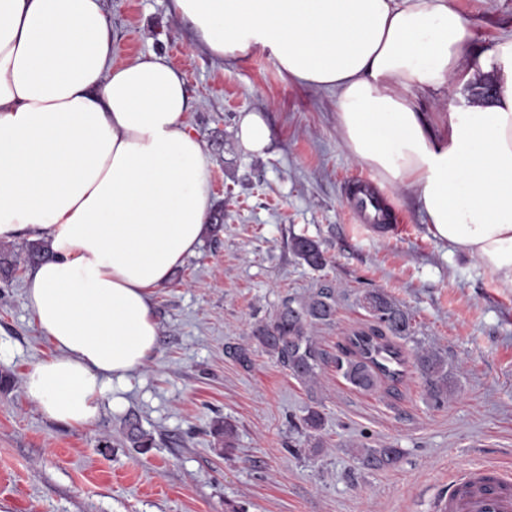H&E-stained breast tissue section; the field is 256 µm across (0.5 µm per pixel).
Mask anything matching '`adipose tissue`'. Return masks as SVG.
Returning a JSON list of instances; mask_svg holds the SVG:
<instances>
[{
	"label": "adipose tissue",
	"mask_w": 512,
	"mask_h": 512,
	"mask_svg": "<svg viewBox=\"0 0 512 512\" xmlns=\"http://www.w3.org/2000/svg\"><path fill=\"white\" fill-rule=\"evenodd\" d=\"M170 9L217 58L262 54L292 84L335 91L349 157L512 288V38L469 56L475 32L453 0ZM187 111L164 57L113 65L101 0H0V239L53 255L29 273L26 300L57 353L25 380L52 420L92 426L114 382L150 359L153 292L211 231L209 157ZM271 136L263 113H241L243 153L264 154Z\"/></svg>",
	"instance_id": "obj_1"
}]
</instances>
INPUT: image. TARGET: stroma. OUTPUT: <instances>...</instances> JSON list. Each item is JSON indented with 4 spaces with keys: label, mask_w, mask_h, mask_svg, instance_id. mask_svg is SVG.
<instances>
[{
    "label": "stroma",
    "mask_w": 512,
    "mask_h": 512,
    "mask_svg": "<svg viewBox=\"0 0 512 512\" xmlns=\"http://www.w3.org/2000/svg\"><path fill=\"white\" fill-rule=\"evenodd\" d=\"M470 20L480 54L512 36V0H454ZM112 21L113 60L166 56L183 73L188 122L210 159L220 230L207 235L155 289L157 347L114 384L98 421L69 427L46 418L25 395L29 368L54 348L26 306L27 239L0 240L15 262L0 276V512H431L451 469L496 464L512 470V288L434 238L404 190L391 189L400 219L375 233L352 222L347 189L370 173L347 155L333 92L289 83L265 56L220 60L197 44L169 0H102ZM266 113L265 154L238 150L240 113ZM317 240L328 265L312 270L292 237ZM336 290L333 323L314 329L323 353L318 399L324 447L310 455L296 425L306 388L263 352L243 369L228 354L250 342L256 323L283 299L323 285ZM380 289L413 316L406 357L439 350L456 385L443 404L427 397L408 365L397 389L352 387L336 368L347 336L368 329L360 306ZM154 437L128 447L126 415ZM235 425L231 453L214 445L215 421ZM400 448L387 469L364 467L360 448Z\"/></svg>",
    "instance_id": "obj_1"
}]
</instances>
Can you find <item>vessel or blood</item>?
<instances>
[{
  "label": "vessel or blood",
  "mask_w": 512,
  "mask_h": 512,
  "mask_svg": "<svg viewBox=\"0 0 512 512\" xmlns=\"http://www.w3.org/2000/svg\"><path fill=\"white\" fill-rule=\"evenodd\" d=\"M348 213L354 223L374 231L396 221L376 191L354 190ZM435 507L437 512H512V472L494 465L458 469Z\"/></svg>",
  "instance_id": "obj_1"
}]
</instances>
